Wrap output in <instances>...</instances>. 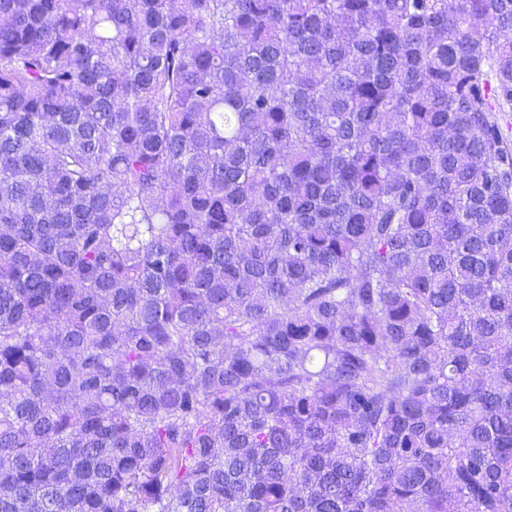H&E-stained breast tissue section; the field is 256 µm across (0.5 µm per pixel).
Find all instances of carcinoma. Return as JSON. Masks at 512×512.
<instances>
[{
	"label": "carcinoma",
	"instance_id": "carcinoma-1",
	"mask_svg": "<svg viewBox=\"0 0 512 512\" xmlns=\"http://www.w3.org/2000/svg\"><path fill=\"white\" fill-rule=\"evenodd\" d=\"M512 0H0V512H512Z\"/></svg>",
	"mask_w": 512,
	"mask_h": 512
}]
</instances>
